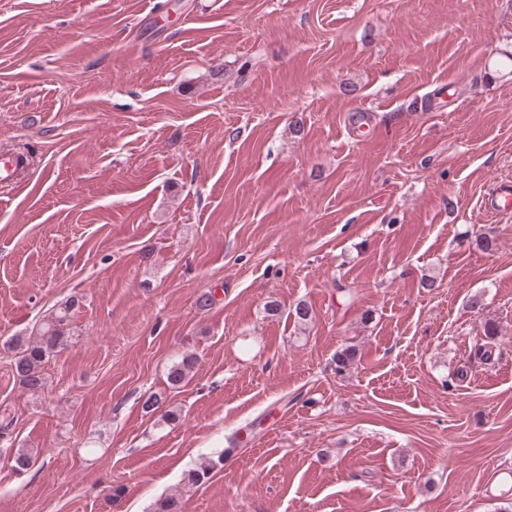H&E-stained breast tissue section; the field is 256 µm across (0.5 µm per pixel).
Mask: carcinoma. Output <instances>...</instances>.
<instances>
[{
  "label": "carcinoma",
  "instance_id": "1",
  "mask_svg": "<svg viewBox=\"0 0 512 512\" xmlns=\"http://www.w3.org/2000/svg\"><path fill=\"white\" fill-rule=\"evenodd\" d=\"M72 302H66L52 312L40 330L34 336H12L4 342V347L12 353L11 368L16 381L27 392L36 395L46 386L44 366L51 355L67 348L72 340L71 311ZM494 337V329L485 327L484 342H476L473 346L474 355L479 359H491L490 340ZM195 368L194 357L183 356L174 363L168 371V384L175 388L181 385ZM46 452L44 448H16L10 455V466L16 473L27 471L36 460ZM224 454L215 459H208L199 466L185 473V485L199 487L205 484L212 475L213 470L223 461Z\"/></svg>",
  "mask_w": 512,
  "mask_h": 512
}]
</instances>
